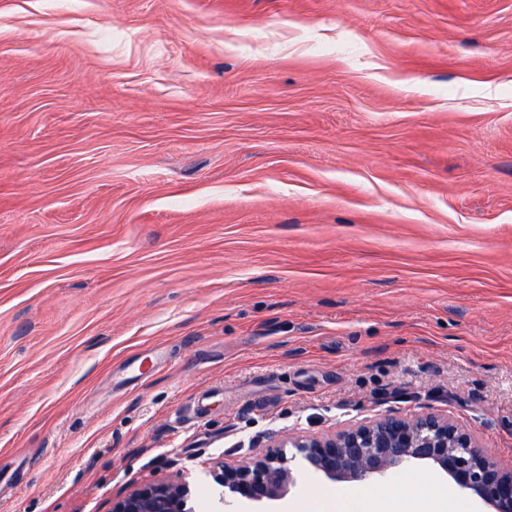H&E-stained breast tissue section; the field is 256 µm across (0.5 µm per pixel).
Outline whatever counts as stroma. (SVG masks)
<instances>
[{
	"label": "stroma",
	"mask_w": 512,
	"mask_h": 512,
	"mask_svg": "<svg viewBox=\"0 0 512 512\" xmlns=\"http://www.w3.org/2000/svg\"><path fill=\"white\" fill-rule=\"evenodd\" d=\"M428 414L512 465V0H0V512Z\"/></svg>",
	"instance_id": "obj_1"
}]
</instances>
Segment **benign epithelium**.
I'll return each instance as SVG.
<instances>
[{
    "label": "benign epithelium",
    "mask_w": 512,
    "mask_h": 512,
    "mask_svg": "<svg viewBox=\"0 0 512 512\" xmlns=\"http://www.w3.org/2000/svg\"><path fill=\"white\" fill-rule=\"evenodd\" d=\"M292 445L311 470L331 481L363 482L395 468L429 465L488 512H512V466L491 461L476 438L446 416H384ZM282 447L271 440L265 454L222 470L217 481L224 485V512H252L296 487ZM189 493L186 482L163 478L113 500L109 512H185Z\"/></svg>",
    "instance_id": "benign-epithelium-1"
}]
</instances>
